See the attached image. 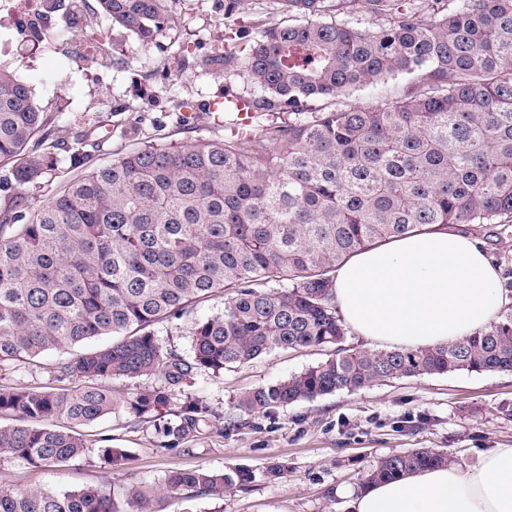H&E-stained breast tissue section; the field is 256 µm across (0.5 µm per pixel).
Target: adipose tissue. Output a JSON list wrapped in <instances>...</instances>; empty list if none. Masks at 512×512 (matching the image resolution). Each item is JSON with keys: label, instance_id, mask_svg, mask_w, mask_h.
<instances>
[{"label": "adipose tissue", "instance_id": "obj_1", "mask_svg": "<svg viewBox=\"0 0 512 512\" xmlns=\"http://www.w3.org/2000/svg\"><path fill=\"white\" fill-rule=\"evenodd\" d=\"M336 307L363 338L436 348L486 328L504 304L499 273L468 235L435 225L372 245L334 273ZM350 512H512V447L479 463L431 467L349 495Z\"/></svg>", "mask_w": 512, "mask_h": 512}]
</instances>
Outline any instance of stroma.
<instances>
[{
	"label": "stroma",
	"mask_w": 512,
	"mask_h": 512,
	"mask_svg": "<svg viewBox=\"0 0 512 512\" xmlns=\"http://www.w3.org/2000/svg\"><path fill=\"white\" fill-rule=\"evenodd\" d=\"M69 0L54 11L52 40L40 47L22 42L11 19L0 15V68L27 83L47 118L50 139L93 144L102 160L144 143L205 142L227 134L228 95L252 89L226 73L228 25H269L287 20L271 0H244L225 19L222 0H175V25L156 44L142 46L134 36L97 13L95 0L83 12L89 27L78 30ZM96 53L86 58L87 42ZM500 269V287L512 305V226L473 230ZM327 350L276 351L217 376L199 377L193 393L227 410L244 391L299 373L326 360ZM52 356L0 372V385L49 391ZM149 379L110 381L112 413L83 427L89 438L110 439L132 455L128 470L111 473L98 457L76 466H32L0 460V485L67 491L111 482L122 490L142 480H161L172 471L199 466L262 470L283 461L288 474L278 482L257 480L223 500L201 499L195 512H348L346 494L357 489L378 458L411 448L447 453L472 467L482 453L512 446V372L467 371L396 380L355 393L336 392L257 416L251 427L225 436L199 439L192 452L165 451L153 444L151 428H133L125 402ZM335 498H328L327 489Z\"/></svg>",
	"instance_id": "stroma-1"
}]
</instances>
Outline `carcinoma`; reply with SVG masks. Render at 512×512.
Returning a JSON list of instances; mask_svg holds the SVG:
<instances>
[{
  "mask_svg": "<svg viewBox=\"0 0 512 512\" xmlns=\"http://www.w3.org/2000/svg\"><path fill=\"white\" fill-rule=\"evenodd\" d=\"M174 0H96L143 46L170 29ZM288 20L225 35L224 70L258 94L259 128L190 145L146 143L100 165L83 143L59 147L31 88L0 69V371L51 351L62 392L0 387V458L76 464L90 449L56 427L114 407L103 383L152 378L127 400L129 422L176 450L231 433L291 403L423 375L512 371V309L436 349L346 348L333 273L356 252L432 224L512 223V0H279ZM375 20L361 30L351 19ZM370 89L376 106L344 104ZM249 147H242V139ZM81 175L40 204L27 188L56 178V151ZM216 293L224 310L194 321L184 351L159 339ZM331 358L246 391L227 412L186 392L274 351ZM109 471L131 460L104 446ZM454 460L430 448L386 455L360 485ZM288 464L198 467L128 490L0 487V512H153L160 493L221 499Z\"/></svg>",
  "mask_w": 512,
  "mask_h": 512,
  "instance_id": "cac0c4a2",
  "label": "carcinoma"
}]
</instances>
